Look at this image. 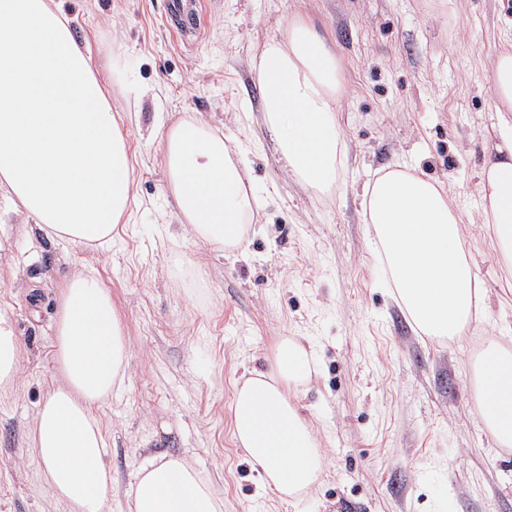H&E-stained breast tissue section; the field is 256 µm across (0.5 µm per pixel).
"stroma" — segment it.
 I'll use <instances>...</instances> for the list:
<instances>
[{"mask_svg":"<svg viewBox=\"0 0 512 512\" xmlns=\"http://www.w3.org/2000/svg\"><path fill=\"white\" fill-rule=\"evenodd\" d=\"M165 0H61L79 42L115 52L106 89L122 118L134 200L104 252L31 236L0 197V310L23 343L0 391V512H65L26 446L60 379V290L90 271L131 338L123 384L98 409L109 433L112 512H129L136 471L177 453L224 512H512V448L494 447L474 407L472 365L489 341L512 350V301L481 224L464 227L489 313L452 341L419 335L390 289L361 197L377 172L408 162L478 211V173L497 114L484 72L512 47V0H208L204 35L184 46ZM303 18L326 39L345 87L336 181L306 186L269 135L255 61ZM193 117L248 165L258 196L241 248L195 238L166 189L160 142ZM282 336L312 346L316 373L296 405L326 461L295 504L263 489L238 448L230 407L239 378L265 368Z\"/></svg>","mask_w":512,"mask_h":512,"instance_id":"stroma-1","label":"stroma"}]
</instances>
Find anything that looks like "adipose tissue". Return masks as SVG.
Masks as SVG:
<instances>
[{"instance_id": "obj_1", "label": "adipose tissue", "mask_w": 512, "mask_h": 512, "mask_svg": "<svg viewBox=\"0 0 512 512\" xmlns=\"http://www.w3.org/2000/svg\"><path fill=\"white\" fill-rule=\"evenodd\" d=\"M256 69L289 168L315 187L335 182L344 88L325 39L296 19L262 45ZM111 71V58L95 60L53 0H0V192L49 241L109 245L133 197L130 155L101 79ZM484 76L499 124L478 174V217L512 275V51L499 52ZM161 151L182 222L206 243L239 247L252 208L245 161L194 119L173 124ZM362 207L414 326L435 339L477 327L487 290L449 190L398 165L365 185ZM54 346L62 381L37 411L30 448L67 512H110L112 463L95 408L124 381L131 342L110 292L84 272L62 290ZM20 349L0 312V390L17 379ZM315 372L301 340L280 337L268 369L244 377L231 403L237 445L283 502L306 495L323 471L321 444L291 398ZM474 380L488 437L511 448L512 350L489 342ZM130 512H224V501L184 457L164 454L140 466Z\"/></svg>"}]
</instances>
